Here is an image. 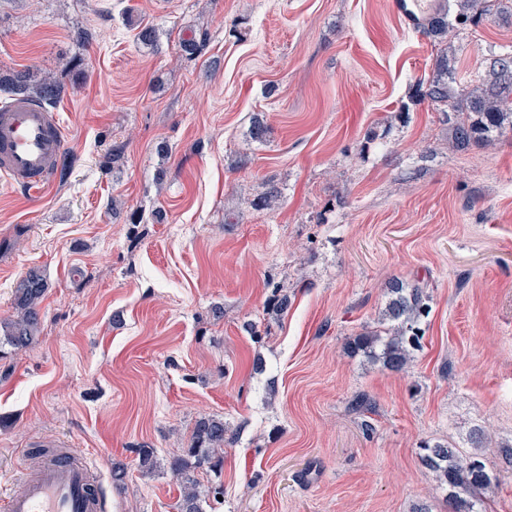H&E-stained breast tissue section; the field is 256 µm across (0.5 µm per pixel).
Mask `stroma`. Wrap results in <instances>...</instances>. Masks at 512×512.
I'll list each match as a JSON object with an SVG mask.
<instances>
[{
  "label": "stroma",
  "instance_id": "stroma-1",
  "mask_svg": "<svg viewBox=\"0 0 512 512\" xmlns=\"http://www.w3.org/2000/svg\"><path fill=\"white\" fill-rule=\"evenodd\" d=\"M456 48L483 74L512 23ZM435 57L388 0H0V67L71 85L53 191L0 178V320L29 268L48 284L36 343L0 356V498L55 444L101 468L112 512H175L165 463L214 415L234 441L199 478L204 512H448L419 448L470 452L477 428L499 475L486 512H512V132L453 151L408 102ZM271 182L278 205L254 210ZM395 278L430 296L403 372L347 351ZM361 393L371 412L351 410Z\"/></svg>",
  "mask_w": 512,
  "mask_h": 512
}]
</instances>
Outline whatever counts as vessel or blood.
<instances>
[{
    "mask_svg": "<svg viewBox=\"0 0 512 512\" xmlns=\"http://www.w3.org/2000/svg\"><path fill=\"white\" fill-rule=\"evenodd\" d=\"M445 0H389L390 11L412 29L427 25ZM67 135L55 111L17 97L0 105V176L40 197L54 184ZM93 466L60 452L22 477L5 512H108Z\"/></svg>",
    "mask_w": 512,
    "mask_h": 512,
    "instance_id": "b4317fda",
    "label": "vessel or blood"
}]
</instances>
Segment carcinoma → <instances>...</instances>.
<instances>
[{"label":"carcinoma","mask_w":512,"mask_h":512,"mask_svg":"<svg viewBox=\"0 0 512 512\" xmlns=\"http://www.w3.org/2000/svg\"><path fill=\"white\" fill-rule=\"evenodd\" d=\"M505 0H447V8L436 14L424 34L438 46L431 73L418 83L410 96L415 103L428 102L448 122L450 144L457 152L475 146H490L506 131H512V52L491 53L489 70L481 79L459 77L457 57L448 38L457 37L483 19L504 13ZM67 93V86L53 77L38 78L28 69L0 71V94L4 100L27 97L50 107ZM280 197L279 188L267 191L252 202L264 210ZM47 283L37 269L29 270L14 290L16 315L0 321V344L23 351L38 340L42 317L40 304ZM429 314V296L420 281L394 279L386 289L379 312L384 332L367 331L354 337L351 347L385 369L402 372L413 351L421 346V324ZM224 419L201 417L191 430V446L172 457L169 470L180 481L177 512H203L196 490L195 473L214 471L224 465V447L232 444ZM422 464L434 471L447 490L448 512H478L484 498L498 484L478 454L467 455L453 446L427 443L420 447Z\"/></svg>","instance_id":"cac0c4a2"}]
</instances>
